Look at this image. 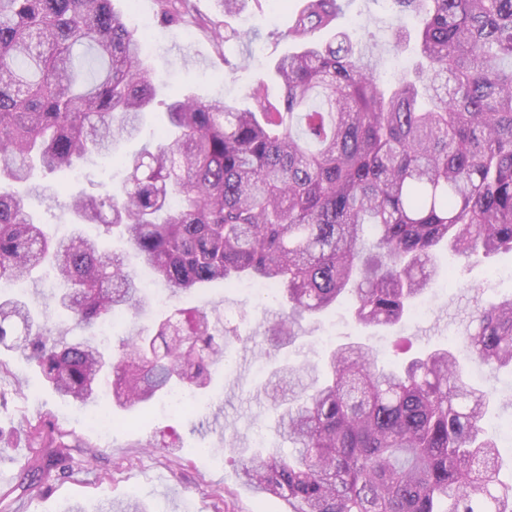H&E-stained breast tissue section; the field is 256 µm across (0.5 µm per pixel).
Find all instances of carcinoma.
<instances>
[{
    "label": "carcinoma",
    "instance_id": "1",
    "mask_svg": "<svg viewBox=\"0 0 512 512\" xmlns=\"http://www.w3.org/2000/svg\"><path fill=\"white\" fill-rule=\"evenodd\" d=\"M392 2L419 23L416 60L394 80L374 41L318 39L343 0H305L288 29L300 49L274 65L276 99L263 76L244 108L176 96L154 143L123 156L156 97L144 36L112 0H0V282L45 268L62 286L57 310L90 332L153 306L131 249L174 297L271 284L283 345L343 298L364 327L396 328L454 277L445 249L466 262L512 252V0ZM160 13L183 20L190 0H161ZM93 154L126 177L72 198V230L56 238L27 199L44 192L38 176ZM228 335L205 307L175 308L109 351L56 338L51 314L0 294V347L81 407L105 383L120 410L174 390L206 399ZM470 363L512 369V295L478 307L454 345L401 364L378 366L359 341L330 349L321 380L285 362L266 389L292 452L243 454L238 479L286 512H512L491 396ZM26 436L30 448L84 445L55 419L28 422Z\"/></svg>",
    "mask_w": 512,
    "mask_h": 512
}]
</instances>
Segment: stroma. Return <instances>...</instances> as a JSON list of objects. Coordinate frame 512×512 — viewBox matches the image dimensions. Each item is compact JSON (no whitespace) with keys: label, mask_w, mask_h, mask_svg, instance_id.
<instances>
[{"label":"stroma","mask_w":512,"mask_h":512,"mask_svg":"<svg viewBox=\"0 0 512 512\" xmlns=\"http://www.w3.org/2000/svg\"><path fill=\"white\" fill-rule=\"evenodd\" d=\"M193 17L188 22L165 24L157 0H113L123 15L139 13L149 24L153 42L150 60L163 86L158 99L191 94L200 99L213 96L242 98L251 74L269 73L277 58L293 49L286 33L301 0H260L240 14L228 17L221 0H192ZM230 24L240 32L238 40L220 47L212 41L209 23ZM351 36L374 38L381 49L380 67L407 63L415 41L401 54L392 50L395 28L412 32V18L398 19L390 0H350L337 21ZM246 60L245 70L229 73L226 60ZM112 174L109 161L94 159L81 176H46L55 191L54 200L30 197L27 205L40 220L59 233L71 228L67 209L71 195L92 192L93 185ZM512 293V254L479 259L464 274L463 281L435 288L417 303L416 314L400 328L368 330L359 325L351 310L337 306L304 324V334L288 349L276 352L269 345L267 330L279 306L261 302L255 288L216 286L202 295L184 298L187 307L206 305L235 328L238 341L230 345L229 365L212 367L213 402L194 418L175 408L170 399L153 402L147 411H115L119 426L110 436L88 424L84 410L60 397L37 390V369L11 352H1L8 365L0 377V426L11 429L9 441L0 443V488L10 491L9 512H65L68 505L83 504L87 512H100L113 501L138 499L151 512H285L284 502L274 496L257 495L236 476L228 454L232 448H274L282 441L276 433L278 412L262 386L271 366L283 360L313 366L325 372L328 344L370 340L379 362L392 355V340L400 334L415 347L428 348L447 342L464 331L479 304ZM475 385L493 392L491 430L502 446L501 478L512 480V446L503 439L512 420V371L495 376L471 375ZM29 382L17 394V382ZM51 414L78 437L84 448L71 449L66 471L52 469L38 474L30 487H22L21 468L30 455L26 419ZM208 454H199V447Z\"/></svg>","instance_id":"obj_1"}]
</instances>
